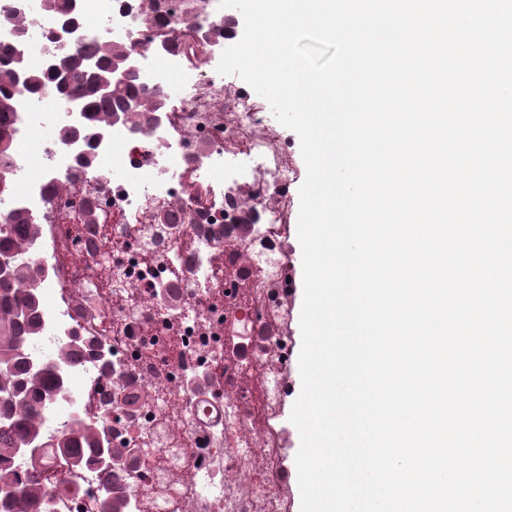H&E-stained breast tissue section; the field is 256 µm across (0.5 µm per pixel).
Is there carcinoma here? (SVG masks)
Returning <instances> with one entry per match:
<instances>
[{"label": "carcinoma", "mask_w": 512, "mask_h": 512, "mask_svg": "<svg viewBox=\"0 0 512 512\" xmlns=\"http://www.w3.org/2000/svg\"><path fill=\"white\" fill-rule=\"evenodd\" d=\"M49 2L51 10L65 19V24L73 23L74 0ZM78 49L79 57L93 64L94 69L72 65L64 75L47 68L28 73L17 83L12 77L16 67L14 50L0 45V61L3 62L0 99L12 97L18 86L29 94L52 87L59 94L75 99L83 114L82 128L87 133L109 126L116 113L134 106L137 99L140 100L139 111H151L132 80L109 95L95 90L97 80L107 74L112 61L126 49L103 40L82 42ZM17 111L16 106L0 105V138L13 136ZM37 234L38 225L20 211L11 212L8 223H0V254L10 255L14 261L11 273L0 275V461L31 447L36 441L43 401L61 387L65 366L82 346L80 342H69L54 360L34 364L28 360L27 343L38 335L40 324L39 269L27 259L25 246ZM54 448L55 467L61 462L72 467L86 460L95 461L100 454L109 453L113 457L122 454L120 448L100 447L97 435L78 422ZM47 481L42 474L32 473L26 477V484L20 486L13 470L0 467V503L10 505L13 512H36L45 496Z\"/></svg>", "instance_id": "cac0c4a2"}]
</instances>
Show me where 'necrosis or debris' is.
I'll return each mask as SVG.
<instances>
[{"label": "necrosis or debris", "mask_w": 512, "mask_h": 512, "mask_svg": "<svg viewBox=\"0 0 512 512\" xmlns=\"http://www.w3.org/2000/svg\"><path fill=\"white\" fill-rule=\"evenodd\" d=\"M77 2L76 39L126 44L140 89L175 108L113 122L94 150L96 164L83 169L59 141L82 122L74 104L51 91L20 103L24 148L0 210L24 212L39 226L30 255L42 269L40 328L29 356L54 359L76 335L96 341L66 368L43 408L41 435L56 441L80 420L132 451L114 464L111 488L88 462L57 476L41 512H102L107 493L120 512H285L282 450L257 423L282 411L289 339L253 329L288 317V257L270 235L288 221L280 193L294 178L288 143L264 99L237 96L216 71L224 49L219 0ZM12 8L16 24L0 26V45L17 47L26 69H41L61 21L43 0H0L1 11ZM116 169L129 178L113 181ZM88 206L99 223H82ZM244 219L256 274L250 295L228 278L220 299L200 304L214 257L235 264L224 231ZM89 257L106 261L109 279L75 305L57 287L84 286ZM231 325L250 336L248 355H229ZM256 365L263 381L253 397L243 380Z\"/></svg>", "instance_id": "1"}]
</instances>
